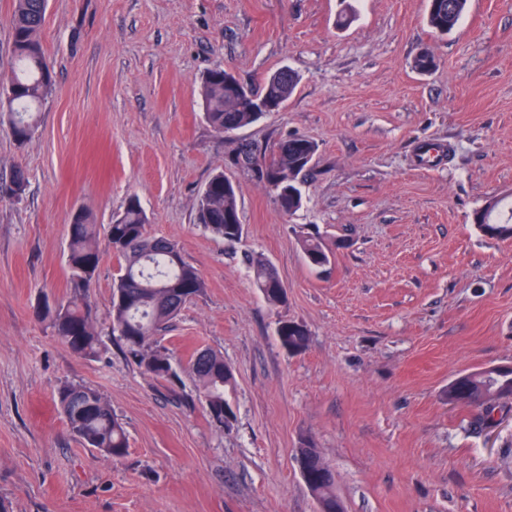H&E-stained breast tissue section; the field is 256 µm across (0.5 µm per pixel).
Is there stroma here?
Instances as JSON below:
<instances>
[{"instance_id": "obj_1", "label": "stroma", "mask_w": 512, "mask_h": 512, "mask_svg": "<svg viewBox=\"0 0 512 512\" xmlns=\"http://www.w3.org/2000/svg\"><path fill=\"white\" fill-rule=\"evenodd\" d=\"M356 17L336 25L345 5ZM427 0H48L42 42L55 89L17 144L0 120V178L26 170L22 199L0 198V501L8 512H318L296 461L311 437L345 512H512V402L478 426L442 393L459 374L512 364V240L473 213L512 194V0H469L448 35ZM437 61L428 74L413 62ZM225 66L246 85L282 66L300 81L284 109L218 137L199 79ZM315 141L304 202L279 211L236 175L243 240L227 249L194 222L198 192L238 138ZM137 194L151 237L205 278L163 343L182 396L145 373L113 334L108 246L91 285L102 353L63 344L34 309L70 298L68 222L98 224ZM319 228L334 258L306 264ZM288 289L269 306L246 253ZM306 326L288 354L279 320ZM234 372L236 417L217 430L193 393L196 351ZM67 382L98 390L129 438L113 461L84 446L56 407ZM298 241L307 264L319 273L325 272L332 262V252L323 237L317 232H307Z\"/></svg>"}]
</instances>
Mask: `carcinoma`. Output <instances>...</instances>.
Returning a JSON list of instances; mask_svg holds the SVG:
<instances>
[{
    "mask_svg": "<svg viewBox=\"0 0 512 512\" xmlns=\"http://www.w3.org/2000/svg\"><path fill=\"white\" fill-rule=\"evenodd\" d=\"M13 51L17 68L0 80L6 93L13 94L11 106H0L7 115L14 140L22 145L38 126V109L54 90V78L41 40L47 0H13ZM468 0H428L427 23L435 32L445 35L459 23ZM277 70L262 87L251 89L259 97L275 102L295 91L299 75L288 69V81ZM203 117L219 136L232 134L257 122L261 115L248 110V104L238 93L242 87L236 77L224 82V67L217 66L202 78ZM317 152V143L305 137L280 140L271 149H262L242 141L229 158L238 172L264 185L281 198L279 209L285 216L294 215L303 206L301 178L307 164ZM27 180L22 168L14 169L10 180L0 184V194L21 197ZM506 218H496L479 209L474 223L484 235L512 239V202L503 207ZM195 221L211 235L232 247L243 237L237 185L215 173L199 192ZM148 216L136 194L128 195L123 212L105 228L108 245L123 259L122 274L112 286V332L120 336L127 355L153 378L172 387L181 383L180 365L162 344V333L179 315L186 304L203 295L207 283L198 270L188 264L179 250L164 239H152L147 234ZM100 229L91 211L81 208L69 220L67 264L69 268L70 300L54 309L37 305V317L49 323L55 335L75 353L96 357L101 351L87 292L99 263ZM299 245L307 264L322 273L332 262V252L317 232L299 237ZM252 282L267 303L282 306L288 301L285 285L273 263L262 253L246 256ZM276 336L290 354L303 353L310 341L308 329L295 321L277 322ZM197 386L196 397L211 422L227 427L230 421L224 411L232 410L225 397L234 374L224 362V356L200 351L190 358ZM448 404L478 411V422H492L496 407L512 401V368L487 376L473 370L457 376L445 392ZM57 406L69 431L89 448H95L115 461L122 460L129 448L123 423L112 411L102 394L83 384L66 383L57 392ZM297 457L306 473V485L315 496L319 512H342L343 503L334 491V474L309 437L301 438Z\"/></svg>",
    "mask_w": 512,
    "mask_h": 512,
    "instance_id": "cac0c4a2",
    "label": "carcinoma"
}]
</instances>
